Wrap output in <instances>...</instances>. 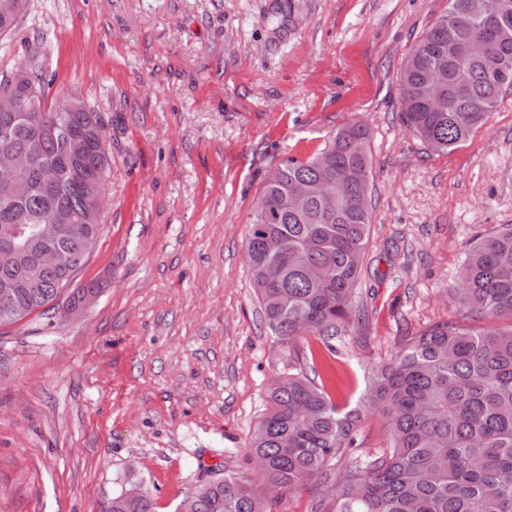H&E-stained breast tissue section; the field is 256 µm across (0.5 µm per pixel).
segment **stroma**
<instances>
[{
  "label": "stroma",
  "instance_id": "obj_1",
  "mask_svg": "<svg viewBox=\"0 0 512 512\" xmlns=\"http://www.w3.org/2000/svg\"><path fill=\"white\" fill-rule=\"evenodd\" d=\"M448 0H29L0 74L38 60L49 99L82 94L112 153L103 231L74 279L102 290L0 327V512H103L139 484L179 512L201 484L250 474L271 381L314 370L362 407L373 365L439 321L464 254L512 225V91L464 144L406 126L399 76ZM360 123L371 139L370 235L356 319L328 353L282 347L245 243L266 177ZM368 417L343 461L376 457Z\"/></svg>",
  "mask_w": 512,
  "mask_h": 512
}]
</instances>
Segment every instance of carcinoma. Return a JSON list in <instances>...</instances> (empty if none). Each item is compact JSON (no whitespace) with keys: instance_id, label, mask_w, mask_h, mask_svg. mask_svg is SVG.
Instances as JSON below:
<instances>
[{"instance_id":"obj_1","label":"carcinoma","mask_w":512,"mask_h":512,"mask_svg":"<svg viewBox=\"0 0 512 512\" xmlns=\"http://www.w3.org/2000/svg\"><path fill=\"white\" fill-rule=\"evenodd\" d=\"M27 0H0V35L12 34ZM424 33L400 75L407 127L438 152L466 142L487 124L500 98L512 90V0H448ZM489 39L491 56L468 54L462 40ZM0 76V92L24 100L0 112V155H33L0 193V290L27 314L55 302L86 263L78 238L57 242L38 235L56 216L94 239L102 231L104 185L111 154L90 128L101 120L78 94L47 103L55 76L32 62ZM447 76L448 108L432 112L433 76ZM56 172L46 187L42 173ZM348 175L347 187L327 212L313 197L302 210L288 206L290 190ZM372 178L368 131L340 127L325 148L281 163L266 179L246 236L252 288L270 334L284 346L298 339L297 320L333 349L355 317L370 215L365 205ZM62 254L65 265L48 269L36 256ZM451 297L499 324L483 328L437 323L373 370L367 405L343 411L325 386L307 373L277 377L269 406L250 434L246 453L260 480L226 473L193 493L185 512H273L276 503L312 481L328 479L332 461L353 446L370 414L386 421L387 451L358 459L336 476L330 512H512V226L479 236L468 248ZM104 512H154L147 492L120 494Z\"/></svg>"}]
</instances>
